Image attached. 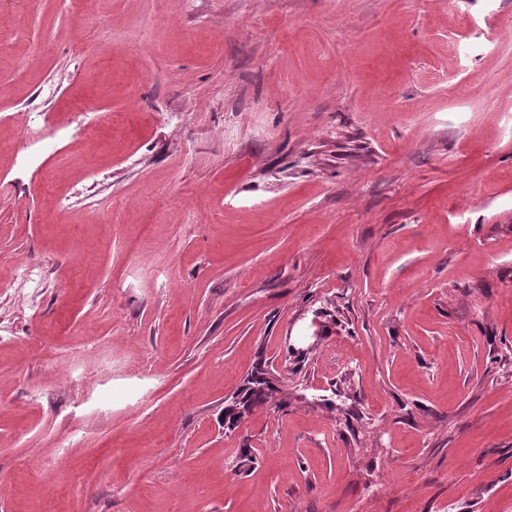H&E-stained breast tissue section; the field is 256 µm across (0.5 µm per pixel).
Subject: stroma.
Segmentation results:
<instances>
[{"label":"stroma","mask_w":512,"mask_h":512,"mask_svg":"<svg viewBox=\"0 0 512 512\" xmlns=\"http://www.w3.org/2000/svg\"><path fill=\"white\" fill-rule=\"evenodd\" d=\"M508 23L0 6V512H512ZM258 367L245 380L244 385L234 398V401L224 408V416L232 429L236 422L255 407L267 405L275 408L287 403V394L276 385V380ZM280 396V397H278Z\"/></svg>","instance_id":"35a3bbf8"}]
</instances>
